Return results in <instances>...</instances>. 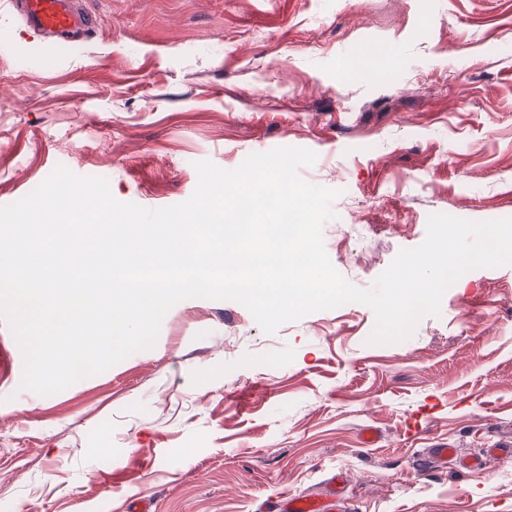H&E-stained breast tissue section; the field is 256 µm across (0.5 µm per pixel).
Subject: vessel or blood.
Masks as SVG:
<instances>
[{"label":"vessel or blood","instance_id":"1","mask_svg":"<svg viewBox=\"0 0 512 512\" xmlns=\"http://www.w3.org/2000/svg\"><path fill=\"white\" fill-rule=\"evenodd\" d=\"M11 4L26 27L41 38H64L95 26L91 15L77 9L73 0H11ZM273 512H324V505L313 497H288Z\"/></svg>","mask_w":512,"mask_h":512}]
</instances>
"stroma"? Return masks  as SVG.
<instances>
[{
  "mask_svg": "<svg viewBox=\"0 0 512 512\" xmlns=\"http://www.w3.org/2000/svg\"><path fill=\"white\" fill-rule=\"evenodd\" d=\"M80 2L100 24L63 45L0 0V205L62 164L157 209L195 162L304 148L362 289L431 214L512 217V0ZM374 325L348 303L269 335L187 299L152 349L41 396L0 320V512H512V265L465 273L405 341L368 344ZM442 443L483 468L432 460ZM321 500L313 497H287L283 499L273 512H325Z\"/></svg>",
  "mask_w": 512,
  "mask_h": 512,
  "instance_id": "35a3bbf8",
  "label": "stroma"
}]
</instances>
